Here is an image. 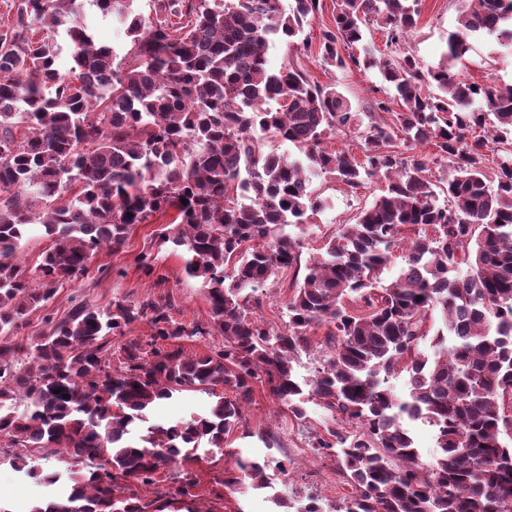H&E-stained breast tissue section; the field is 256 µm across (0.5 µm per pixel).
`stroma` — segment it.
<instances>
[{
  "mask_svg": "<svg viewBox=\"0 0 512 512\" xmlns=\"http://www.w3.org/2000/svg\"><path fill=\"white\" fill-rule=\"evenodd\" d=\"M457 16L456 0H424L419 25L409 35L407 47L425 67L445 64L448 36L456 29ZM306 64L315 80L335 82L356 112H365L371 86L381 82L377 72L372 70L342 72L325 66L315 53ZM454 70L461 79L468 81L481 83L492 77L498 83L512 84V52L496 49L491 39L478 38L467 60L455 63ZM311 189L324 204L306 222L302 250L306 258L320 252L338 225L354 223L360 211L381 194V186L375 182L349 191L329 176L316 174L311 177ZM164 228V219H149L131 229L121 252L98 253L87 277L59 288L46 307L24 317L15 335L16 341H27L46 333L50 322L67 318L76 305L84 303L102 309L116 299L137 302L147 296H171L176 304L173 316L179 322L209 323L211 307L202 281L185 274L182 250L161 243ZM141 253L152 254L155 259L151 275H144L133 263L134 257ZM293 279L294 272L289 269L262 287L263 317L273 326L284 327L288 320L287 302ZM212 403V398L200 391L177 393L156 405L150 420L156 424H173L207 413ZM307 411L306 421H296L284 414L265 391H256L255 401L247 413L252 436L233 433L227 437L223 451L210 453L193 463L198 481L194 493L199 502L209 505L220 494L224 497V512H274L270 495L278 491L291 500L313 493L328 504L348 497L352 488L338 473L335 457L315 454L309 446L310 436L323 429L324 410L312 400L307 404ZM269 431L277 435L279 448H268L265 434ZM240 456L274 459L287 464L288 472L276 474L266 488L226 489L223 485L225 471ZM52 492V486L16 472L9 462L0 463V499L10 504L13 512H27L33 501L49 498Z\"/></svg>",
  "mask_w": 512,
  "mask_h": 512,
  "instance_id": "obj_1",
  "label": "stroma"
}]
</instances>
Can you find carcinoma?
Segmentation results:
<instances>
[{"label": "carcinoma", "instance_id": "obj_1", "mask_svg": "<svg viewBox=\"0 0 512 512\" xmlns=\"http://www.w3.org/2000/svg\"><path fill=\"white\" fill-rule=\"evenodd\" d=\"M86 1L124 26V54L97 37ZM134 2L18 0L0 34V457L50 485L60 476L42 474L39 460L76 468L29 512H165L197 486L183 467L192 453L251 434L257 384L297 421L305 398L319 401L328 424L311 448L336 457L355 488L325 508L307 494L301 512H512V86L461 80L404 50L422 0H336L320 31L324 65L375 69L394 90L370 100L365 124L336 84L306 68L300 36L322 0H292L286 13L280 0H146L145 13ZM460 2L448 61L478 36L512 49V0ZM372 28L387 52L355 54ZM60 37L68 75L57 67ZM276 42L291 56L272 69ZM340 135L362 156L326 147ZM434 164L449 168L444 179H431ZM311 172L385 190L303 265L289 228L303 230L323 206ZM170 211L165 241L202 279L210 323L177 321L167 297L117 299L79 305L30 342H5L63 283L87 275L99 251H121L134 225ZM36 224L50 244L30 268L19 254ZM406 227L420 232L406 240ZM399 247L405 265L383 285ZM293 267L305 274L288 325L275 330L259 317L258 287ZM435 312L444 329L432 338ZM142 321L145 340L131 336ZM321 326L325 355L306 390L294 363ZM215 334L222 345L202 354L178 343ZM428 338L431 358L420 351ZM401 373L403 399L384 386ZM183 391L216 401L206 415L144 427ZM415 421L436 432L429 460ZM267 469L239 458L224 484L263 487Z\"/></svg>", "mask_w": 512, "mask_h": 512}]
</instances>
